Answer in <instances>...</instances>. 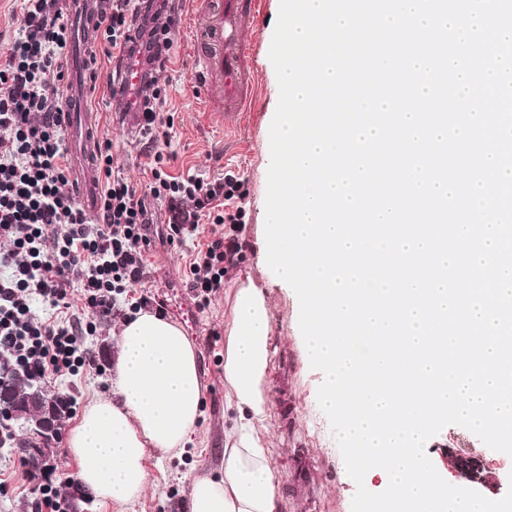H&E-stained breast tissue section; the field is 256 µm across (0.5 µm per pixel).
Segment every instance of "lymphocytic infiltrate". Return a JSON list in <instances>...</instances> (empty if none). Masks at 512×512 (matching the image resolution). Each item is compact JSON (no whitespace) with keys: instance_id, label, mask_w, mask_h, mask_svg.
<instances>
[{"instance_id":"1","label":"lymphocytic infiltrate","mask_w":512,"mask_h":512,"mask_svg":"<svg viewBox=\"0 0 512 512\" xmlns=\"http://www.w3.org/2000/svg\"><path fill=\"white\" fill-rule=\"evenodd\" d=\"M20 2L14 35L0 44V363L41 381L84 370L85 338L119 314L118 296L141 280L151 244L147 199L167 205L168 243L196 237L204 217L222 228L196 246L189 263L187 285L202 310L243 259L238 233L245 212L234 176L209 182L168 170L163 147L174 115L159 83L172 47L166 24L151 30L145 44L151 73L140 131L150 146L151 178L138 189L101 143V220L89 223L74 198L64 143L63 55L71 25L60 0ZM139 11L140 0H102L97 30L105 57L132 53L129 32ZM75 289L77 310L70 302ZM37 303L51 309L50 318H35Z\"/></svg>"}]
</instances>
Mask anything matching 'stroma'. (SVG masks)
<instances>
[{"mask_svg":"<svg viewBox=\"0 0 512 512\" xmlns=\"http://www.w3.org/2000/svg\"><path fill=\"white\" fill-rule=\"evenodd\" d=\"M280 0H265L260 17L244 33L256 60L260 88L250 111L232 128L209 112L193 80L190 34L185 20L172 28L173 47L161 82L167 107L175 114L168 153L170 171L206 180L234 175L246 191V212L240 236L246 242L242 268L250 270L264 288L270 307L272 358L267 377L271 408L269 420L273 463L281 480L283 512H351L356 484L343 467V457L328 419L315 398L321 383L318 370L309 365L294 332L296 306L290 291L263 268L261 232L265 222L267 157L270 152V117L279 101V86L269 51L279 15ZM112 64L99 59L101 78L90 100L98 114L103 139L109 141L120 172L138 187L151 174L149 159L134 113L112 109L109 87L102 75ZM152 242L144 256L142 285L132 289L129 301L148 297L163 304L167 318L178 325L193 344L204 386L199 424L200 454L175 457L149 449V479L144 494L124 507L75 500L73 512H189L188 484L193 477L218 474L224 465V374L221 356L223 334L229 320L227 292L218 290L206 309H199L186 285L185 273L192 244L172 247L161 234L168 222L166 203L147 199ZM84 346L94 367L78 376L49 375L42 387L51 394L65 393L87 403L112 394V366L117 357L114 321L102 322L97 335ZM428 448L450 484L463 483L486 498H502L512 487V457L493 450L459 425L443 428ZM30 482L22 469L0 460V512H27Z\"/></svg>","mask_w":512,"mask_h":512,"instance_id":"1","label":"stroma"}]
</instances>
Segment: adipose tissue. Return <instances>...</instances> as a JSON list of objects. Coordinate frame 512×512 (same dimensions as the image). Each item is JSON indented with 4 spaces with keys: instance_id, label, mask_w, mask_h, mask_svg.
I'll list each match as a JSON object with an SVG mask.
<instances>
[{
    "instance_id": "obj_1",
    "label": "adipose tissue",
    "mask_w": 512,
    "mask_h": 512,
    "mask_svg": "<svg viewBox=\"0 0 512 512\" xmlns=\"http://www.w3.org/2000/svg\"><path fill=\"white\" fill-rule=\"evenodd\" d=\"M116 336L114 396L88 402L66 446L79 483L102 503L125 506L146 489L149 449L182 455L193 444L203 385L191 341L164 316L139 311ZM270 363L266 296L253 279L238 281L224 347V467L190 480V512H283L267 423Z\"/></svg>"
}]
</instances>
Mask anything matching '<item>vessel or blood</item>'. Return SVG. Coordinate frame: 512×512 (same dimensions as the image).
Masks as SVG:
<instances>
[{
  "label": "vessel or blood",
  "instance_id": "1",
  "mask_svg": "<svg viewBox=\"0 0 512 512\" xmlns=\"http://www.w3.org/2000/svg\"><path fill=\"white\" fill-rule=\"evenodd\" d=\"M71 19V77L64 96L65 142L71 156V178L76 201L89 215L98 213V179L95 154L97 126L95 113L88 110L85 76L88 51L93 41L97 0H68ZM194 16L192 57L195 81L208 110L224 115L225 123L237 121L253 98L258 67L253 53L240 37L245 23L256 20L263 0H199ZM123 96L114 98L118 112L138 111L143 97L145 64L141 55L124 57L118 66Z\"/></svg>",
  "mask_w": 512,
  "mask_h": 512
}]
</instances>
